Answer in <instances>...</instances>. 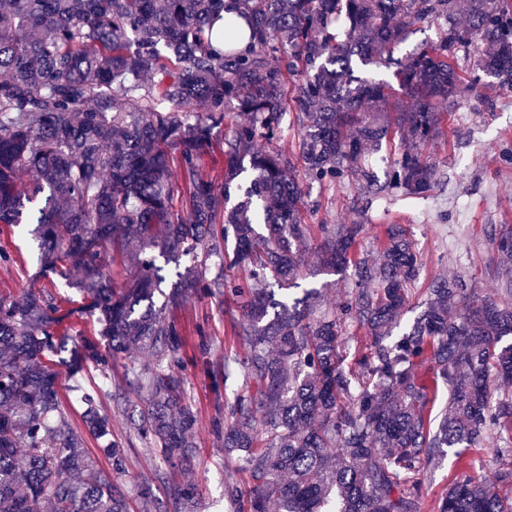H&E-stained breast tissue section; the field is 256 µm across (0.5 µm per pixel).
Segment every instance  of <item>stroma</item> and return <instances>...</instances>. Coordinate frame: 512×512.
I'll return each instance as SVG.
<instances>
[{
  "instance_id": "1",
  "label": "stroma",
  "mask_w": 512,
  "mask_h": 512,
  "mask_svg": "<svg viewBox=\"0 0 512 512\" xmlns=\"http://www.w3.org/2000/svg\"><path fill=\"white\" fill-rule=\"evenodd\" d=\"M482 93L479 99L462 98L445 112L443 136L425 150L444 174L433 197L410 200L396 196L364 214L354 180L336 186L312 185L311 206L304 212L310 226L303 247L305 265L299 270L292 295H301L303 289L322 283L321 278L309 275L321 241L320 225L356 222L373 224L380 230L391 224L404 225L418 255L419 276L389 338L400 336L420 315L432 282L439 275L459 274L483 292L495 291L502 270L498 241L491 230L512 226V92L494 85L483 88ZM0 252L7 256L6 261H0V296L50 288L64 308L83 305L82 295L61 277H37L36 245L28 236L15 229L0 231ZM175 315L188 339L183 386L197 413L196 448L191 461L195 494L200 512H229L224 480L236 476L237 467L235 460L224 454V436L217 433L216 424L224 417V401L234 400L239 386L228 382L222 396H215L212 374L222 369L225 356L245 352L244 342L231 333L240 306L228 295L192 294ZM55 371L76 416L82 411L77 387L100 386L101 405L108 409L112 406L111 392L124 383V362L120 359L105 374L74 377L63 365L56 366ZM112 439L126 450L122 482L129 494L131 512H140L141 484L160 460L130 430L125 415L113 414Z\"/></svg>"
}]
</instances>
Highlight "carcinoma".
Here are the masks:
<instances>
[{"mask_svg":"<svg viewBox=\"0 0 512 512\" xmlns=\"http://www.w3.org/2000/svg\"><path fill=\"white\" fill-rule=\"evenodd\" d=\"M419 23L437 25L438 38L395 59ZM392 64L404 100L390 113L391 86L355 68ZM486 76L512 91V0H236L233 17L224 0H0V224L23 226L34 206L38 276H60L86 300L64 312L44 288L0 296V512H127L112 413L84 394L82 425L102 442L104 471L83 451L53 357L73 376L124 358L114 411L189 474L187 341L166 310L190 291L243 303L232 333L246 352L224 357L213 380L217 393L240 382L224 402V453L247 479L224 481L235 512L271 503L277 512H425L423 473L445 449L512 432V270L485 295L459 275L437 277L424 313L390 342L385 330L418 275L400 224L386 228L380 263H356L358 287L334 308L322 307L318 288L276 299L271 283L294 279L297 245L310 235L295 162L309 183L355 178L370 206L396 191L428 198L438 175L424 147L439 135L438 104H456ZM230 107L247 120L226 129ZM287 116L297 127L289 149L277 145ZM394 130L403 149L382 182L372 156ZM215 145L220 187L201 171ZM233 189L240 200L229 207ZM218 226L235 240L230 255ZM371 230L320 225L313 274L346 268ZM498 250L512 267V228ZM188 255L193 265L157 305L156 259ZM111 261L132 266L126 287L111 286ZM226 265L247 277L227 280ZM77 312L98 329L71 344L59 327ZM346 324L370 333L353 367ZM440 382L448 407L430 427ZM130 393L147 397L135 414ZM149 481L166 496L141 490L142 512H196L190 482L172 483L161 468ZM433 512H512V469L488 485L460 459Z\"/></svg>","mask_w":512,"mask_h":512,"instance_id":"1","label":"carcinoma"}]
</instances>
